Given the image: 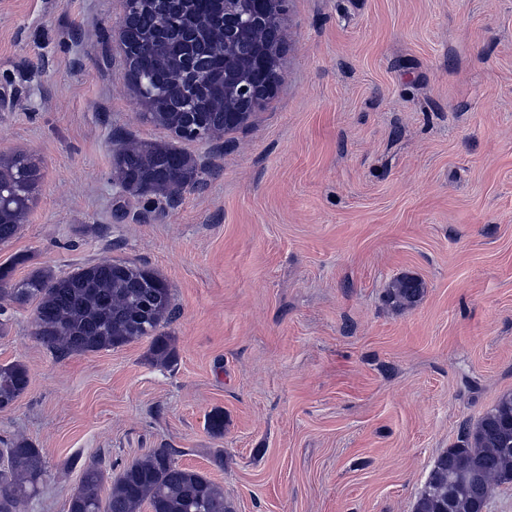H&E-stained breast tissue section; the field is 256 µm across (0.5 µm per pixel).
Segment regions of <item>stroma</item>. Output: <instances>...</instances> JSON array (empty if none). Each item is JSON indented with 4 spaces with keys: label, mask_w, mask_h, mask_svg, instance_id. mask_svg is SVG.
<instances>
[{
    "label": "stroma",
    "mask_w": 512,
    "mask_h": 512,
    "mask_svg": "<svg viewBox=\"0 0 512 512\" xmlns=\"http://www.w3.org/2000/svg\"><path fill=\"white\" fill-rule=\"evenodd\" d=\"M118 0H0V157L40 164L0 265L148 264L177 362L147 341L59 357L14 306L0 364L27 392L0 440L41 448L25 512H67L74 458L154 448L234 512H412L434 460L512 392V0H288L283 81L202 144L177 202L118 194L143 123L112 41ZM405 274L426 293L399 309ZM224 414L223 436L207 419ZM408 275L397 278L388 289L387 301L395 307H412L419 303L425 294L424 282L416 276L414 280H407Z\"/></svg>",
    "instance_id": "obj_1"
}]
</instances>
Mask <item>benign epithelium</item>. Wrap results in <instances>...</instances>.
Wrapping results in <instances>:
<instances>
[{"mask_svg": "<svg viewBox=\"0 0 512 512\" xmlns=\"http://www.w3.org/2000/svg\"><path fill=\"white\" fill-rule=\"evenodd\" d=\"M193 0H121L122 13L113 37L124 55L125 68L144 52L159 55L165 63L169 89L175 97L190 90L207 87L208 58L224 59V93L210 101L212 111L237 112L246 124L264 101L255 94L251 70H267L270 57L283 55L286 31L283 16L288 0H238L230 6L227 0H207V12L194 14L189 8ZM133 9L156 14L154 31L142 36L130 26ZM160 121L179 138L200 143L212 142L224 133V127L212 125L198 128L191 121L175 115H164Z\"/></svg>", "mask_w": 512, "mask_h": 512, "instance_id": "1", "label": "benign epithelium"}]
</instances>
